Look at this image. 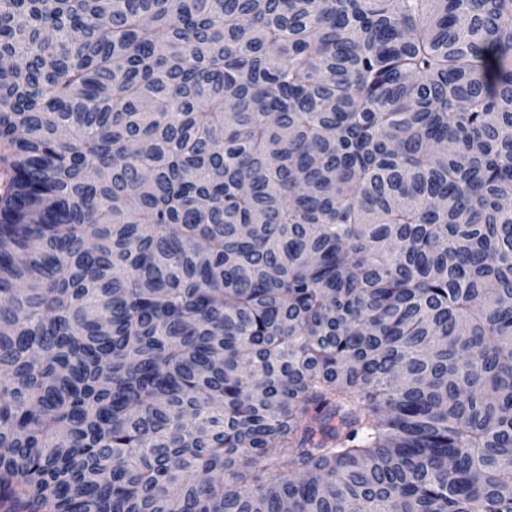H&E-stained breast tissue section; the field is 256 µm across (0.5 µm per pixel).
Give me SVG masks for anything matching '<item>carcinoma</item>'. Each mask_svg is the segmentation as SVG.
Here are the masks:
<instances>
[{"label": "carcinoma", "instance_id": "obj_1", "mask_svg": "<svg viewBox=\"0 0 512 512\" xmlns=\"http://www.w3.org/2000/svg\"><path fill=\"white\" fill-rule=\"evenodd\" d=\"M512 0H0V512H512Z\"/></svg>", "mask_w": 512, "mask_h": 512}]
</instances>
